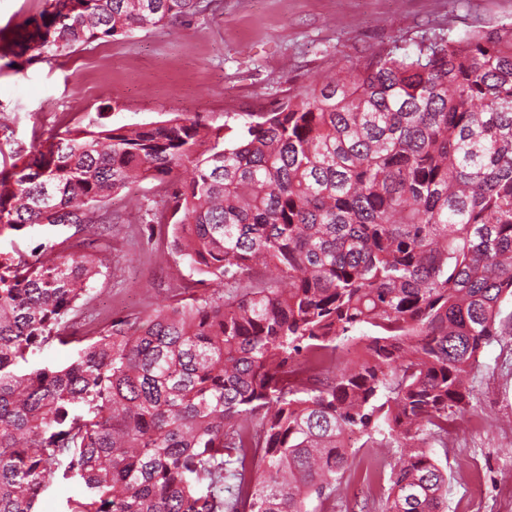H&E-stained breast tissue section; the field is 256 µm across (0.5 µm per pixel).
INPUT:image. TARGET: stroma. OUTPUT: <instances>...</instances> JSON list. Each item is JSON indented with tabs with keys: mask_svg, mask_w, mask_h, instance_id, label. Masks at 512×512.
<instances>
[{
	"mask_svg": "<svg viewBox=\"0 0 512 512\" xmlns=\"http://www.w3.org/2000/svg\"><path fill=\"white\" fill-rule=\"evenodd\" d=\"M512 24V0H215L212 11L174 27H147L60 54L0 57V162L28 152L62 123L85 126L106 112L112 124L184 115L207 126H237L268 112L342 65H362L424 39ZM165 187L131 184L98 212L111 218L107 265L93 279L88 310L100 319L134 318L167 304L195 279L170 250V234L150 236ZM469 411L433 457L448 475L446 512H512V343L486 347ZM395 448L357 449L324 512L354 501L381 512L387 479L374 467Z\"/></svg>",
	"mask_w": 512,
	"mask_h": 512,
	"instance_id": "1",
	"label": "stroma"
}]
</instances>
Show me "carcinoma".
<instances>
[{
	"mask_svg": "<svg viewBox=\"0 0 512 512\" xmlns=\"http://www.w3.org/2000/svg\"><path fill=\"white\" fill-rule=\"evenodd\" d=\"M208 0H45L3 54L62 53L203 15ZM100 112L0 168V512H319L354 456L398 448L382 512H444L427 441L512 336V25L393 51L242 128ZM183 168L188 177H172ZM167 184L172 247L201 279L133 322L76 326L134 180ZM371 330L372 334L365 333ZM362 354L324 367L343 341ZM73 348L63 364L38 362ZM74 230V228L68 227H42L35 229L27 237L5 233L0 237V250H10L14 244H17L22 248L34 246L36 242L40 241L44 237H50L57 241H61L66 236L73 233ZM77 488L66 481H55L48 492L38 501L35 510L38 512H59L65 510L66 501L75 496Z\"/></svg>",
	"mask_w": 512,
	"mask_h": 512,
	"instance_id": "carcinoma-1",
	"label": "carcinoma"
}]
</instances>
